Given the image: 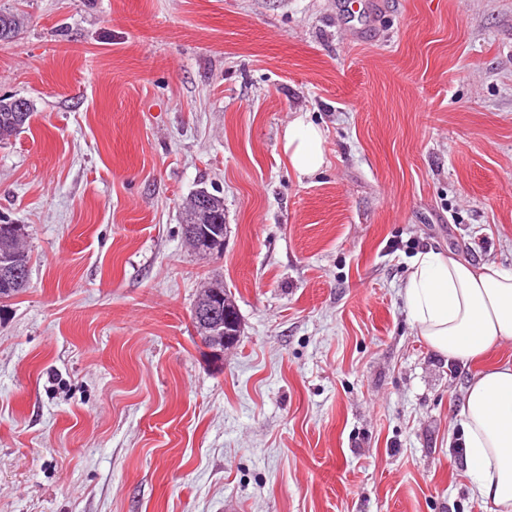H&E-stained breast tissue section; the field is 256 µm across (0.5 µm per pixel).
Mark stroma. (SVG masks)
Wrapping results in <instances>:
<instances>
[{
	"label": "stroma",
	"instance_id": "stroma-1",
	"mask_svg": "<svg viewBox=\"0 0 512 512\" xmlns=\"http://www.w3.org/2000/svg\"><path fill=\"white\" fill-rule=\"evenodd\" d=\"M0 512H488L448 360L402 288L433 248L512 269V0H0ZM325 164L283 152L296 117ZM224 199L221 256L183 200ZM223 280L242 330L196 336ZM24 100L26 101L25 112H0L1 143L15 136L27 124L32 113V106L28 100ZM322 131L303 117L288 124L283 133V152L299 176L317 173L325 163ZM0 222V263L7 261L20 271V275L5 282L0 281V299H7L22 293L29 283L30 255L25 246L26 231L22 224H1ZM9 264L0 265V279L6 280L18 274Z\"/></svg>",
	"mask_w": 512,
	"mask_h": 512
}]
</instances>
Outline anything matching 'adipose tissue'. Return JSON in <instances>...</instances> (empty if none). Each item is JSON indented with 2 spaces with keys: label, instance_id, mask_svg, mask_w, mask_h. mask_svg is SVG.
I'll list each match as a JSON object with an SVG mask.
<instances>
[{
  "label": "adipose tissue",
  "instance_id": "adipose-tissue-1",
  "mask_svg": "<svg viewBox=\"0 0 512 512\" xmlns=\"http://www.w3.org/2000/svg\"><path fill=\"white\" fill-rule=\"evenodd\" d=\"M323 143L322 131L300 117L283 133V152L301 176L322 168ZM403 296L419 336L447 359H475L512 341V270L429 249L415 257ZM460 417L474 494L491 512H512L511 361L472 377Z\"/></svg>",
  "mask_w": 512,
  "mask_h": 512
}]
</instances>
